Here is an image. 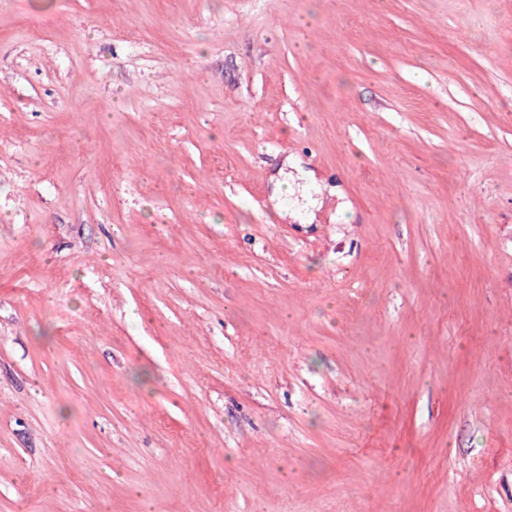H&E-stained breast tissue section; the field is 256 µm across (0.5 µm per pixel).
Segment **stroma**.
I'll list each match as a JSON object with an SVG mask.
<instances>
[{"instance_id": "stroma-1", "label": "stroma", "mask_w": 512, "mask_h": 512, "mask_svg": "<svg viewBox=\"0 0 512 512\" xmlns=\"http://www.w3.org/2000/svg\"><path fill=\"white\" fill-rule=\"evenodd\" d=\"M0 512H512V0H0Z\"/></svg>"}]
</instances>
